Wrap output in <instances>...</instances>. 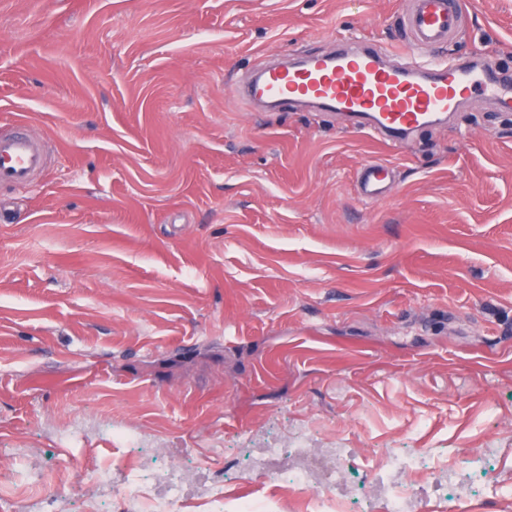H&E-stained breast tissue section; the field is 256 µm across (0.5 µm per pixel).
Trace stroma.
Instances as JSON below:
<instances>
[{"label":"stroma","mask_w":512,"mask_h":512,"mask_svg":"<svg viewBox=\"0 0 512 512\" xmlns=\"http://www.w3.org/2000/svg\"><path fill=\"white\" fill-rule=\"evenodd\" d=\"M447 56L512 70V0H467ZM408 0H0V126L49 146L0 187V495L75 455L84 475L180 459L225 481L312 429L355 465L424 448L419 512H512V110L468 99L407 145L335 114L242 102L248 73L336 38L391 48ZM393 169L363 201L364 163ZM142 436L110 445L111 427Z\"/></svg>","instance_id":"stroma-1"}]
</instances>
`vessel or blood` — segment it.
I'll return each mask as SVG.
<instances>
[{
  "instance_id": "1",
  "label": "vessel or blood",
  "mask_w": 512,
  "mask_h": 512,
  "mask_svg": "<svg viewBox=\"0 0 512 512\" xmlns=\"http://www.w3.org/2000/svg\"><path fill=\"white\" fill-rule=\"evenodd\" d=\"M465 0H410L403 17L408 48L393 66L363 43H343L304 64L271 65L244 89L248 101L303 104L350 116L356 130L383 140L404 141L421 128L437 125L459 111L466 99L481 95L512 109V74L495 55L462 66L442 55L459 33ZM45 152L28 128L0 135V183L29 182L43 167ZM393 171L371 161L362 166L359 191L364 200L387 196Z\"/></svg>"
}]
</instances>
